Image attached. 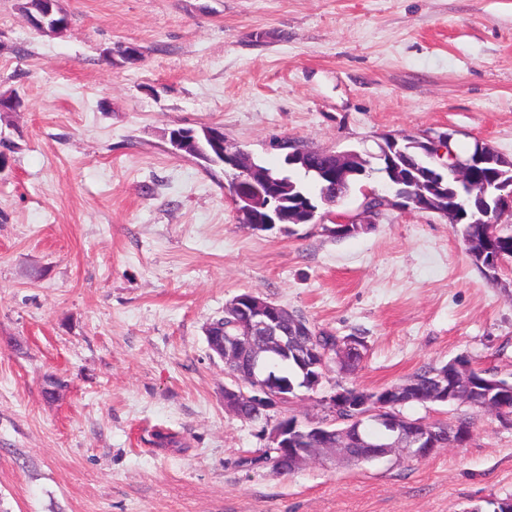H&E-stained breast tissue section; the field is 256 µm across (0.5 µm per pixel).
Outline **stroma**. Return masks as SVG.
Listing matches in <instances>:
<instances>
[{"label":"stroma","instance_id":"obj_1","mask_svg":"<svg viewBox=\"0 0 512 512\" xmlns=\"http://www.w3.org/2000/svg\"><path fill=\"white\" fill-rule=\"evenodd\" d=\"M60 35L0 0V512H465L512 495V425L411 404L471 439L411 460L250 465L261 424L224 409L205 328L252 292L338 339L351 373L273 410L375 391L468 355L512 382V263L496 281L458 226L389 208L337 239L239 224L231 170L172 152L174 127L284 167L276 143L377 153L454 135L512 161V0H61ZM142 51L126 62L121 47ZM66 387L45 393L47 377Z\"/></svg>","mask_w":512,"mask_h":512}]
</instances>
